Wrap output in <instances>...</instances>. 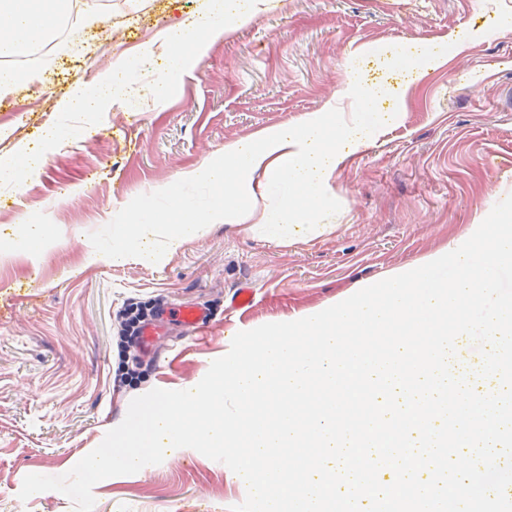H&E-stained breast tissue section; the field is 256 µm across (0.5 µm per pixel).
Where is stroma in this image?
<instances>
[{
	"instance_id": "stroma-1",
	"label": "stroma",
	"mask_w": 512,
	"mask_h": 512,
	"mask_svg": "<svg viewBox=\"0 0 512 512\" xmlns=\"http://www.w3.org/2000/svg\"><path fill=\"white\" fill-rule=\"evenodd\" d=\"M78 42L0 101V161L24 149L40 170L21 194L0 187V512H74L58 491L19 497L29 474L60 476L151 389L196 386L241 330L319 312L465 234L512 193V0H264L254 20L175 74L157 111L116 101L67 112L72 87L142 55L205 0H85ZM438 56L444 67L431 68ZM426 76L411 82L409 68ZM377 88L385 133L329 180L324 229L280 244L213 224L176 250L92 263L113 214L160 207L155 191L220 156L225 143L291 125L337 99L348 78ZM408 97H401L404 84ZM44 234L30 255L25 234ZM251 305L236 308L239 287ZM197 302L211 320L170 336L135 379L121 376V316ZM93 512H229L243 480L191 448L98 482Z\"/></svg>"
}]
</instances>
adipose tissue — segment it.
<instances>
[{
  "mask_svg": "<svg viewBox=\"0 0 512 512\" xmlns=\"http://www.w3.org/2000/svg\"><path fill=\"white\" fill-rule=\"evenodd\" d=\"M73 0H0V57H25L55 39L66 23ZM249 14H225L209 9L186 19L161 40L163 67L120 61L126 75L123 94L140 98L146 111L158 106L170 75L187 59L202 60L209 47L222 40L229 27L241 26ZM378 126L363 118L344 120L335 102L305 115L294 130L277 126L261 129L249 144L226 143L219 158L204 170L181 174L184 183L206 175L212 188L207 206L178 189H167L162 208L148 210L144 220L117 219L119 240L111 252L91 253L90 262L118 264L134 256L143 241L164 235L167 247L178 246L188 230L212 224H247L262 230L267 239L285 241L292 224L314 234L313 222L323 205L327 181L360 154L379 135ZM279 189L271 200L270 186Z\"/></svg>",
  "mask_w": 512,
  "mask_h": 512,
  "instance_id": "ef3b65f1",
  "label": "adipose tissue"
}]
</instances>
